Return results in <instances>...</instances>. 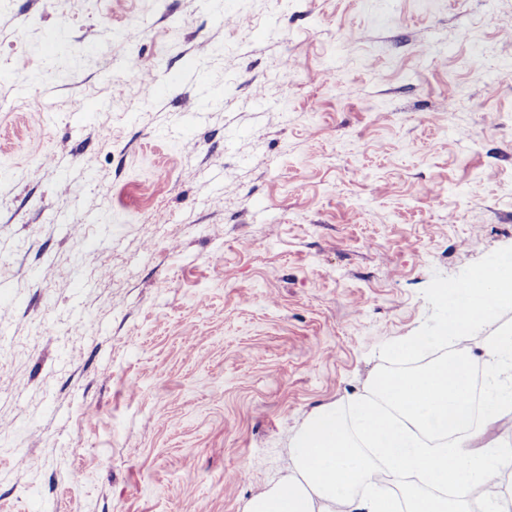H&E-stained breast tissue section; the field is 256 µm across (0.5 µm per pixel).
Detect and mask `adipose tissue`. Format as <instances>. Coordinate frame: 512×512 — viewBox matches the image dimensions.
<instances>
[{
    "label": "adipose tissue",
    "instance_id": "obj_1",
    "mask_svg": "<svg viewBox=\"0 0 512 512\" xmlns=\"http://www.w3.org/2000/svg\"><path fill=\"white\" fill-rule=\"evenodd\" d=\"M438 295L448 309L439 334L409 337L392 354L406 361L451 340L448 357L377 374L371 396L354 398L346 410L316 412L295 439L294 474L254 494L246 512H470L479 486L490 493L484 512H504L496 498L504 450L479 455L459 446L474 428V362L492 372L512 360L511 330L494 336L479 356L466 344L480 326L512 310V252ZM409 472L421 476L423 487L395 491Z\"/></svg>",
    "mask_w": 512,
    "mask_h": 512
}]
</instances>
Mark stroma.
Wrapping results in <instances>:
<instances>
[{"label":"stroma","mask_w":512,"mask_h":512,"mask_svg":"<svg viewBox=\"0 0 512 512\" xmlns=\"http://www.w3.org/2000/svg\"><path fill=\"white\" fill-rule=\"evenodd\" d=\"M511 251L512 0H0V512H244Z\"/></svg>","instance_id":"35a3bbf8"}]
</instances>
